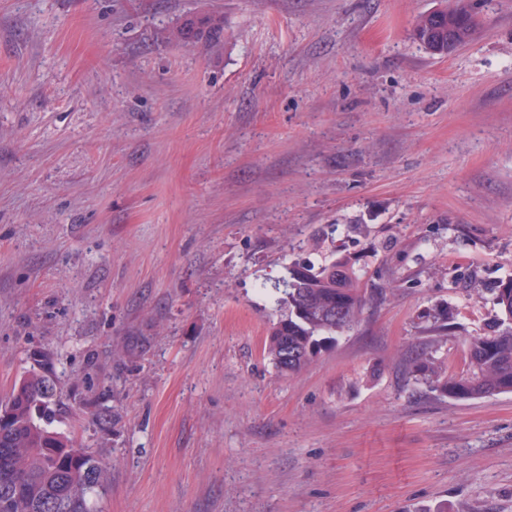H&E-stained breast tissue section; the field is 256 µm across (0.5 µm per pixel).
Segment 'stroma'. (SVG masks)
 Listing matches in <instances>:
<instances>
[{
	"label": "stroma",
	"mask_w": 512,
	"mask_h": 512,
	"mask_svg": "<svg viewBox=\"0 0 512 512\" xmlns=\"http://www.w3.org/2000/svg\"><path fill=\"white\" fill-rule=\"evenodd\" d=\"M437 5L0 0V396L56 352L96 512H512V393L407 371L461 372L512 275V0L445 57ZM339 251L374 299L280 374L275 288ZM224 33V20L212 16L185 18L175 31L176 38L184 42L216 41Z\"/></svg>",
	"instance_id": "1"
}]
</instances>
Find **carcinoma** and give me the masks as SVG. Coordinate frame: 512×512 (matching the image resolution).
I'll return each mask as SVG.
<instances>
[{"mask_svg": "<svg viewBox=\"0 0 512 512\" xmlns=\"http://www.w3.org/2000/svg\"><path fill=\"white\" fill-rule=\"evenodd\" d=\"M453 22H448V19ZM480 22L469 17V0L420 16L412 34L432 55H448V29L466 45ZM224 20L212 16L184 19L175 31L184 42L216 41ZM357 258L340 254L297 277L288 267L284 296L287 312L270 328L264 352L282 374L303 369L335 336L360 320L368 298L361 287ZM496 304L503 318L496 327L466 342V368L450 374L433 354L411 357L408 373L416 384L455 400H477L512 393V276L497 288ZM431 331L448 330V308H434ZM48 368L30 367L0 400L9 421L0 428V512H94L93 496L108 477V465L75 446L52 427L59 381L54 353L42 349Z\"/></svg>", "mask_w": 512, "mask_h": 512, "instance_id": "carcinoma-1", "label": "carcinoma"}]
</instances>
